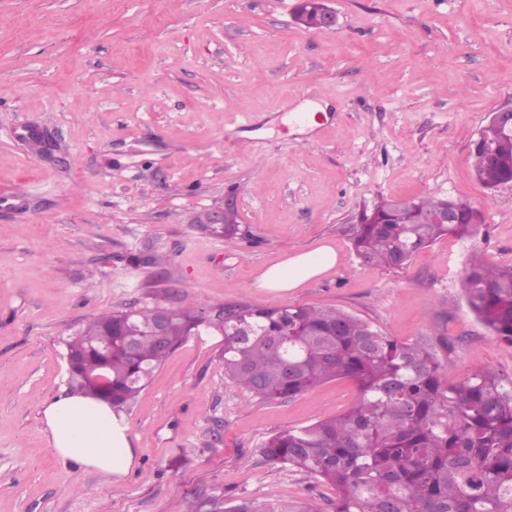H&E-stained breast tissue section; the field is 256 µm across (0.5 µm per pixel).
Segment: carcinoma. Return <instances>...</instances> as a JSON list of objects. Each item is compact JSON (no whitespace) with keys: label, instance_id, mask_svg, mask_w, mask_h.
Returning <instances> with one entry per match:
<instances>
[{"label":"carcinoma","instance_id":"obj_1","mask_svg":"<svg viewBox=\"0 0 512 512\" xmlns=\"http://www.w3.org/2000/svg\"><path fill=\"white\" fill-rule=\"evenodd\" d=\"M325 0H303L298 24L312 30ZM488 141L491 153L480 142ZM477 180L493 190L512 180V134L491 123L474 139ZM444 197L379 201L352 229L356 256L402 269L419 250L452 236L468 240L484 224L481 210L455 200L456 224H436ZM467 303L497 339L512 344V265L479 255L461 278ZM204 312L189 300L172 310L168 349L149 335L153 309L130 317L133 334L111 332L91 318L66 342L72 377L103 375L99 391L121 409L190 336ZM224 373L264 400L296 397L329 380L351 378L358 395L343 414L289 427L264 442L269 462L336 487L333 512H512V377L487 367L456 384L442 381L433 348L403 343L371 322L336 308L308 305L224 306ZM213 512H314L305 502L216 504Z\"/></svg>","mask_w":512,"mask_h":512}]
</instances>
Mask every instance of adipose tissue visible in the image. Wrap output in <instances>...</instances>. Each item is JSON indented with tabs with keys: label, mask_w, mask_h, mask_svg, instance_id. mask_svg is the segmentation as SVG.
<instances>
[{
	"label": "adipose tissue",
	"mask_w": 512,
	"mask_h": 512,
	"mask_svg": "<svg viewBox=\"0 0 512 512\" xmlns=\"http://www.w3.org/2000/svg\"><path fill=\"white\" fill-rule=\"evenodd\" d=\"M338 255L329 245L298 252L261 268L253 279L260 291L285 296L337 264ZM48 444L63 463L95 471L120 481L136 463L137 450L122 414L89 391H61L41 411Z\"/></svg>",
	"instance_id": "1"
}]
</instances>
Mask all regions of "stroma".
<instances>
[{
    "mask_svg": "<svg viewBox=\"0 0 512 512\" xmlns=\"http://www.w3.org/2000/svg\"><path fill=\"white\" fill-rule=\"evenodd\" d=\"M298 3L0 0V194H28L0 207V512H208L216 497L332 512L334 487L259 447L342 414L355 383L251 396L209 330L125 409L138 456L121 483L57 460L40 416L70 388L65 342L89 318L271 304L259 268L324 243L335 269L288 304L427 342L448 381L512 375V344L460 285L472 254L512 265V184L484 189L469 162L491 113L512 107V0H328L331 33L302 28ZM307 104L327 120L288 131ZM432 194L479 207L480 234L402 269L356 257L362 208ZM230 195L246 237L194 224Z\"/></svg>",
    "mask_w": 512,
    "mask_h": 512,
    "instance_id": "35a3bbf8",
    "label": "stroma"
}]
</instances>
